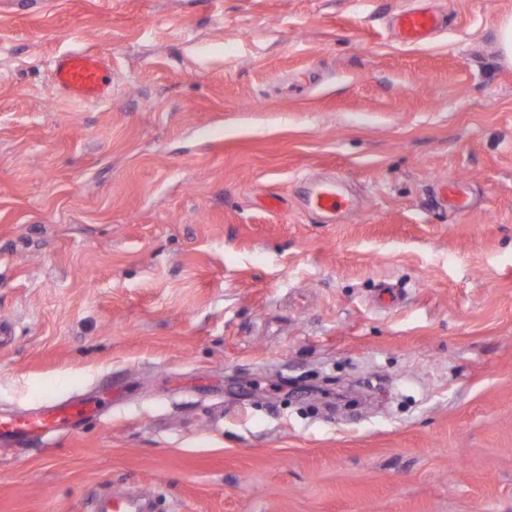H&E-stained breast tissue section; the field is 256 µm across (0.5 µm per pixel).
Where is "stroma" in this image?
I'll return each mask as SVG.
<instances>
[{"mask_svg":"<svg viewBox=\"0 0 512 512\" xmlns=\"http://www.w3.org/2000/svg\"><path fill=\"white\" fill-rule=\"evenodd\" d=\"M406 4L0 0V410L128 389L0 447V512H512V0L421 46ZM75 49L104 100L51 83ZM55 87L81 103L96 102L109 93L112 70L106 59L86 49L58 57L51 68ZM305 202L308 209L331 218V224L342 222L356 208L341 183L334 178L311 183L306 191ZM440 202L452 212H464L470 208L468 188L465 184L448 180L438 187ZM148 503L141 497L128 494L105 493L100 495L90 512H145Z\"/></svg>","mask_w":512,"mask_h":512,"instance_id":"1","label":"stroma"}]
</instances>
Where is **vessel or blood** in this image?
Here are the masks:
<instances>
[{
	"label": "vessel or blood",
	"instance_id": "1",
	"mask_svg": "<svg viewBox=\"0 0 512 512\" xmlns=\"http://www.w3.org/2000/svg\"><path fill=\"white\" fill-rule=\"evenodd\" d=\"M448 26L433 8L410 6L395 15V38L404 44L430 42ZM56 88L81 103L104 99L112 82V70L106 59L86 49H76L58 57L51 68ZM440 202L449 211L469 209L468 188L458 181H448L438 187ZM308 209L340 223L350 215L355 205L336 179L311 183L305 195ZM119 392L115 384L100 387L90 395L71 397L29 409L22 413L0 414V446L9 448L32 442L50 444L61 433L79 431L84 424L112 409V398ZM146 500L128 495L105 493L94 502L91 512H147Z\"/></svg>",
	"mask_w": 512,
	"mask_h": 512
}]
</instances>
